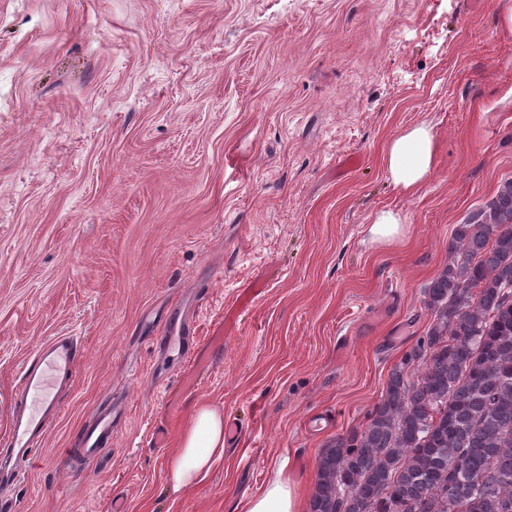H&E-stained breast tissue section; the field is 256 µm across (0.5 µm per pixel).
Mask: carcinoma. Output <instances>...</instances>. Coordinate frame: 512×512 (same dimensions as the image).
Segmentation results:
<instances>
[{
  "instance_id": "obj_1",
  "label": "carcinoma",
  "mask_w": 512,
  "mask_h": 512,
  "mask_svg": "<svg viewBox=\"0 0 512 512\" xmlns=\"http://www.w3.org/2000/svg\"><path fill=\"white\" fill-rule=\"evenodd\" d=\"M425 295V335L324 449L311 512H512V181L457 225Z\"/></svg>"
}]
</instances>
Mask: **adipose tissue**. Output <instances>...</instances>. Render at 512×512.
<instances>
[{
  "label": "adipose tissue",
  "instance_id": "1",
  "mask_svg": "<svg viewBox=\"0 0 512 512\" xmlns=\"http://www.w3.org/2000/svg\"><path fill=\"white\" fill-rule=\"evenodd\" d=\"M435 138L424 123L386 139L382 161L392 184L412 194L432 175ZM224 410L207 400L197 401L179 437L177 451L166 461L168 487L180 493L203 482L224 460ZM237 512H298L293 487L283 472H276L257 495L240 502Z\"/></svg>",
  "mask_w": 512,
  "mask_h": 512
}]
</instances>
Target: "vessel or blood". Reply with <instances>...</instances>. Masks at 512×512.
<instances>
[{
	"instance_id": "b4317fda",
	"label": "vessel or blood",
	"mask_w": 512,
	"mask_h": 512,
	"mask_svg": "<svg viewBox=\"0 0 512 512\" xmlns=\"http://www.w3.org/2000/svg\"><path fill=\"white\" fill-rule=\"evenodd\" d=\"M167 345L191 351L195 330L187 322L173 324ZM85 350L77 337L59 335L42 344L24 367L16 386L17 401L7 434L0 439V493L24 480L29 457L44 445L49 427L57 420L64 399L71 393ZM112 406L104 404L85 430L75 460H97L112 442Z\"/></svg>"
}]
</instances>
